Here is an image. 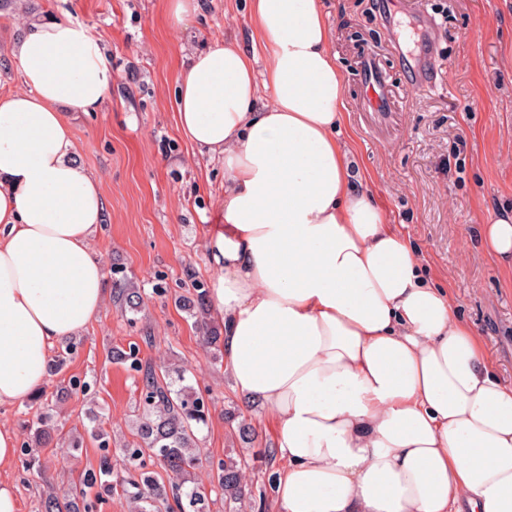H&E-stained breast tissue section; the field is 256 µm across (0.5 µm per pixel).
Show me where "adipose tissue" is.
Returning a JSON list of instances; mask_svg holds the SVG:
<instances>
[{"label":"adipose tissue","instance_id":"ef3b65f1","mask_svg":"<svg viewBox=\"0 0 512 512\" xmlns=\"http://www.w3.org/2000/svg\"><path fill=\"white\" fill-rule=\"evenodd\" d=\"M251 19L261 54L224 41L192 55L176 107L224 161L210 311L242 403L274 426L277 512H512V383L355 184L320 0H252ZM15 55L25 88L0 100V407L47 385L54 347L106 294L100 181L65 112L102 107L110 60L60 18L30 23ZM481 242L512 267V213Z\"/></svg>","mask_w":512,"mask_h":512}]
</instances>
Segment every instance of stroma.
<instances>
[{
    "mask_svg": "<svg viewBox=\"0 0 512 512\" xmlns=\"http://www.w3.org/2000/svg\"><path fill=\"white\" fill-rule=\"evenodd\" d=\"M402 19L427 15L437 60L429 88L406 84L399 27L381 0H322L332 28L331 49L348 88L344 133L365 187L387 223L409 237L426 272L447 288L459 318L479 335L496 373L512 381V269L480 246L485 219L512 208V0H396ZM35 15L82 24L111 55L112 92L96 112L68 111L80 160L101 181L105 219L92 250L107 281L127 278L143 304L124 310L108 293L99 316L69 345L57 349L66 365L38 399L1 407L0 425L14 428L20 445L33 443L41 404H52V440L39 468L8 470L21 512H44L48 494L64 495L102 451L132 440L140 389L111 350L136 347L152 366L186 368V382L208 391L211 419L199 437L204 455L253 456L254 490L278 462L261 458L275 447L271 422L245 409L224 371L222 354L209 351L194 319L176 305L191 279L210 282L205 238L220 229L224 163L188 141L174 107V76L187 57L224 39L251 48L250 0H202L199 14L169 25L166 0H18L0 12V96L24 90L14 47ZM372 61L390 91L391 108L367 111L360 85ZM246 412L257 438L243 446L226 419ZM83 443L70 460L71 441Z\"/></svg>",
    "mask_w": 512,
    "mask_h": 512,
    "instance_id": "35a3bbf8",
    "label": "stroma"
}]
</instances>
